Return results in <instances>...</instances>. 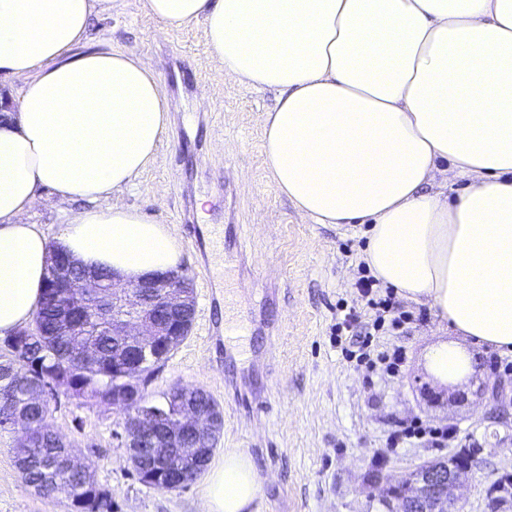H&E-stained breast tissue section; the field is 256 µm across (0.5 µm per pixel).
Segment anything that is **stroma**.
I'll use <instances>...</instances> for the list:
<instances>
[{
    "mask_svg": "<svg viewBox=\"0 0 512 512\" xmlns=\"http://www.w3.org/2000/svg\"><path fill=\"white\" fill-rule=\"evenodd\" d=\"M140 0H112L94 20L90 48L130 50L153 61L178 109L152 163L109 202L140 208L174 227L181 265L193 279L195 319L187 338L156 369L144 393L175 385L207 390L224 426L214 459L234 448L248 454L261 479L255 512H368L373 481L398 478L423 462L475 452V480L459 489L461 512H512L495 505L492 487L512 474V385L498 403L478 394L496 379L491 348L472 353L469 399L427 368V353L453 340L428 306L405 301L415 319L396 336L407 360L381 379L346 366L334 342L338 301L359 305L354 288L366 245L365 225L316 224L275 188L263 152V120L274 90H245L222 78L202 23L160 34ZM206 198V217L197 201ZM75 201L47 199L27 216L48 240L64 229ZM49 421L78 447L80 463L112 499L113 512H201L203 479L160 490L133 475L121 407L87 402L58 389ZM419 418L457 432L442 448H389L398 422ZM17 432L0 430V512H72L40 496L14 462Z\"/></svg>",
    "mask_w": 512,
    "mask_h": 512,
    "instance_id": "stroma-1",
    "label": "stroma"
}]
</instances>
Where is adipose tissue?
I'll use <instances>...</instances> for the list:
<instances>
[{"mask_svg": "<svg viewBox=\"0 0 512 512\" xmlns=\"http://www.w3.org/2000/svg\"><path fill=\"white\" fill-rule=\"evenodd\" d=\"M110 0H0V335L24 326L51 246L125 283L176 268L170 225L108 205L156 158L177 103L132 52L85 50ZM164 32L200 22L221 76L274 89L264 117L276 189L318 224H369L382 285L463 337L428 353L440 384L472 377L470 345L512 356V0H141ZM452 170L463 187L436 181ZM80 199L49 244L26 215L43 189ZM251 458L228 452L203 512H253Z\"/></svg>", "mask_w": 512, "mask_h": 512, "instance_id": "obj_1", "label": "adipose tissue"}]
</instances>
